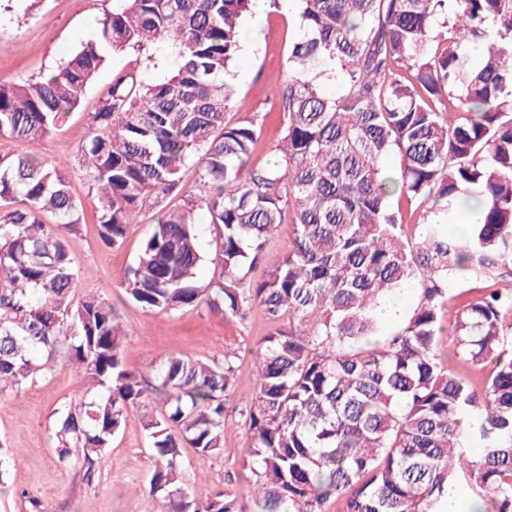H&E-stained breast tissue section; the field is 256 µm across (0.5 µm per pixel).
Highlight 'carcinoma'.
Listing matches in <instances>:
<instances>
[{
	"label": "carcinoma",
	"instance_id": "obj_1",
	"mask_svg": "<svg viewBox=\"0 0 512 512\" xmlns=\"http://www.w3.org/2000/svg\"><path fill=\"white\" fill-rule=\"evenodd\" d=\"M117 2L55 73L0 82V137H48L110 56L167 43L176 67L163 80L119 72L100 94L78 164L108 247L183 194L158 210L124 288L144 312L204 306L229 319L262 306L255 393L228 409L230 355L167 354L151 381L128 369L112 306L75 299L83 272L68 237L81 217L62 164L0 152V396L60 355L91 376L96 391L54 432L59 462L88 484L138 413L154 459L146 512H330L334 501L342 512H448V492L465 487L487 512H512V0H299L271 163L255 154L254 120L226 121L252 0ZM326 59L334 93L317 72ZM187 165L197 193L183 192ZM471 201L482 222L450 233ZM288 210L287 252L254 281ZM200 211L216 230L210 254ZM415 215L425 230L409 240L402 226ZM452 278L487 286L451 295ZM410 288L416 307L383 335L381 308ZM445 319L454 355L482 382L448 367ZM235 413L247 496L198 499L182 449L222 455Z\"/></svg>",
	"mask_w": 512,
	"mask_h": 512
}]
</instances>
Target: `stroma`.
<instances>
[{
	"mask_svg": "<svg viewBox=\"0 0 512 512\" xmlns=\"http://www.w3.org/2000/svg\"><path fill=\"white\" fill-rule=\"evenodd\" d=\"M114 5L115 0H0V82L36 80L56 70L95 38L100 19ZM245 26L255 37L235 64L236 95L226 119L235 124L256 118V152L263 156L279 138L280 78L288 68L289 47L298 28L274 9L260 17L248 16ZM169 67L170 52L164 44L126 50L99 69L80 106L51 136L39 141L0 138V151L49 156L67 164L85 216L79 232L69 238V248L83 270L76 293L101 295L116 309L129 329L122 346L127 367L149 377L168 353L210 362L235 355L237 378L229 404L237 407L255 392L251 351L269 330L263 309L256 306L241 318L225 320L203 307L156 314L132 306L122 277L150 236L152 218L143 216L132 225L122 247L103 245L94 222L97 197L77 163V151L91 133L90 114L115 74L131 72L150 83L161 79ZM91 388L90 378L59 360L34 384L0 396V446L8 450L0 464V512H142L153 460L138 414H130L103 453L93 483L85 482L79 468H66L58 461L54 424L66 405ZM241 443V432L231 430L224 436L221 456L202 457L194 449H184L189 491L207 497L225 486L228 475L233 478L232 491H245L248 473L240 464Z\"/></svg>",
	"mask_w": 512,
	"mask_h": 512,
	"instance_id": "1",
	"label": "stroma"
}]
</instances>
